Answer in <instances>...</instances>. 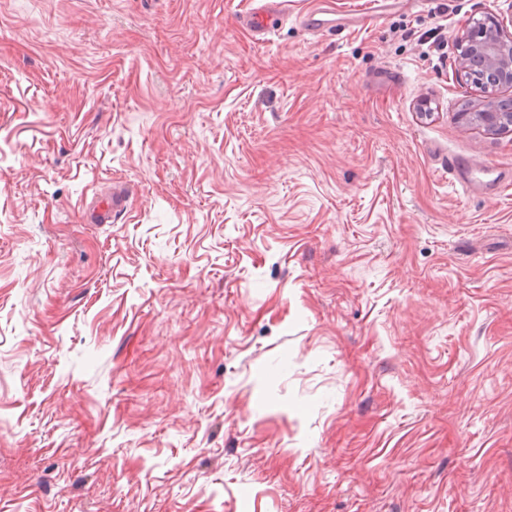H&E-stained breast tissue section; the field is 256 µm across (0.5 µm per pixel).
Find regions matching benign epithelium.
Returning a JSON list of instances; mask_svg holds the SVG:
<instances>
[{
    "label": "benign epithelium",
    "mask_w": 512,
    "mask_h": 512,
    "mask_svg": "<svg viewBox=\"0 0 512 512\" xmlns=\"http://www.w3.org/2000/svg\"><path fill=\"white\" fill-rule=\"evenodd\" d=\"M511 27L512 15L489 11L457 40L461 71L488 93L484 100L458 113L457 119L464 125L477 124L489 132L512 129V105L502 112L493 96L498 89L512 87Z\"/></svg>",
    "instance_id": "1"
}]
</instances>
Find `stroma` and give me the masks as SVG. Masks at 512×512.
Masks as SVG:
<instances>
[{"instance_id":"1","label":"stroma","mask_w":512,"mask_h":512,"mask_svg":"<svg viewBox=\"0 0 512 512\" xmlns=\"http://www.w3.org/2000/svg\"><path fill=\"white\" fill-rule=\"evenodd\" d=\"M251 2L0 0V512H512V0ZM264 2L256 8L239 16V22L255 35L266 37L273 31V17L281 3L278 0H261ZM512 9L509 18L493 11L483 19L473 21L457 40L461 50L460 67L467 80L489 93L484 100L458 112L464 125L477 124L489 132L510 131L512 105L502 112L496 105L493 92L512 87ZM480 169L460 160L459 158H448V175L452 181L464 184L472 193L477 192L481 182L474 175ZM128 190L123 185H113L112 193L89 211L88 220L92 224H111L121 214H123L128 205Z\"/></svg>"}]
</instances>
